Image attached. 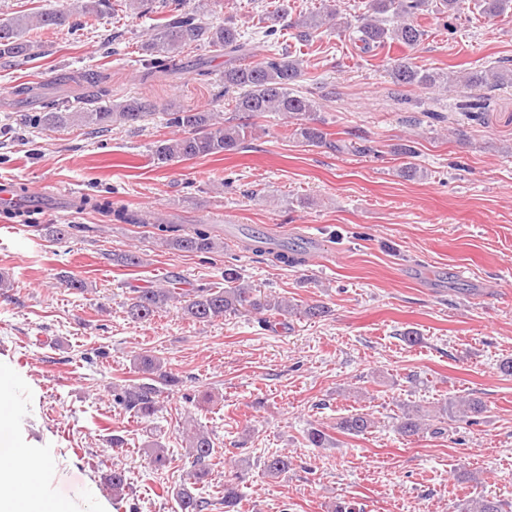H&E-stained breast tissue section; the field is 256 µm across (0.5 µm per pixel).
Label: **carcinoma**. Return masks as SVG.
<instances>
[{
    "label": "carcinoma",
    "instance_id": "1",
    "mask_svg": "<svg viewBox=\"0 0 512 512\" xmlns=\"http://www.w3.org/2000/svg\"><path fill=\"white\" fill-rule=\"evenodd\" d=\"M335 0H322L320 6L296 19L285 15L273 18L274 24L263 31L272 50L256 63H244L248 43L239 29L231 24L208 25L193 15L176 11L168 20L153 28L143 46L147 55V66L152 69L172 68L179 62L182 50L191 45L204 44L227 57L222 76L224 92L234 90V111L238 121H220L214 112L173 106L167 112V125L179 131V135L162 139L154 146L153 157L159 164L205 157L217 154H232L244 148L251 135L252 119L267 113L285 116L292 125V135L306 145L336 148L328 139V133L320 128L313 118L319 107L318 99L298 90L297 82L302 78V63L279 44L278 33L291 30L294 38L309 43L321 34L329 20L338 15ZM429 0H369V9L355 19L344 22L343 30H355L360 49L364 53L383 49L390 43H400L408 48L418 45L424 30L415 22L422 12L429 10ZM481 13L488 17L498 16L512 9V0H478ZM68 16L61 12H45L35 15H18L7 22H0V58L26 54L30 45L23 34L32 28L58 27L66 24ZM390 76L399 86L434 88L453 82L452 77L417 64L413 58L404 56L394 60ZM462 83L469 88L512 86V67H491L469 72ZM155 110L154 105L141 99L130 98L110 108L83 107L74 112H43L38 123L49 127H66L80 124L94 130L107 129L115 123L134 126L146 119ZM81 205L114 216L115 219L137 223L121 209H112L106 199L83 198ZM155 228L164 233L163 245L186 252L207 254L215 249L210 232L202 227L187 234L178 233L171 224H157ZM246 250L255 255L276 254V260L290 266L304 262L298 250L288 251L265 248L254 240L245 244ZM129 313L132 318L145 321L151 319L169 303L180 305L182 313L196 322H210L226 314L241 310L256 313L274 312L280 316L302 315L307 318L323 317L325 306L319 304L300 307L284 297L263 298L254 295L253 289L241 284L239 271L233 266L224 268V287L195 288L183 291L178 282L170 280L155 288L134 290ZM136 369L149 379L157 378L168 386H176L180 379L163 370L161 360L151 354L137 358ZM115 402L134 417L146 419L158 411L159 389L151 383H133L112 389ZM485 411L484 404L475 397L458 398L442 404L434 413H423L417 409L406 411L397 425L399 433L406 437L425 431L440 434L444 428L431 426V422H442L447 418H459L470 424ZM375 421L367 413L348 415L337 423V428L351 435H363L370 431ZM187 442L193 457V465L186 480L173 492L177 512H206L210 501L196 493L198 486L208 483L209 459L213 452L210 436L196 427L186 429ZM293 465L285 453L272 455L263 462L267 476L278 478L288 473ZM242 495L238 485L231 479L224 481V512H240ZM458 512H504L502 501L478 497L459 504Z\"/></svg>",
    "mask_w": 512,
    "mask_h": 512
}]
</instances>
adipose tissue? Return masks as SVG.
<instances>
[{
	"mask_svg": "<svg viewBox=\"0 0 512 512\" xmlns=\"http://www.w3.org/2000/svg\"><path fill=\"white\" fill-rule=\"evenodd\" d=\"M9 382L0 376V512H77L75 503L60 506L47 487L54 475L50 462L33 463L32 454L16 438Z\"/></svg>",
	"mask_w": 512,
	"mask_h": 512,
	"instance_id": "obj_1",
	"label": "adipose tissue"
}]
</instances>
